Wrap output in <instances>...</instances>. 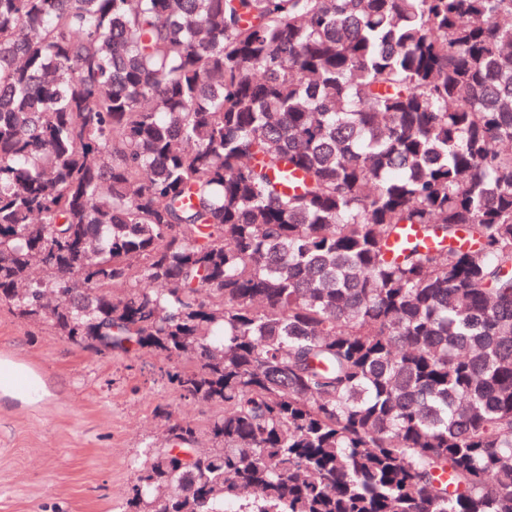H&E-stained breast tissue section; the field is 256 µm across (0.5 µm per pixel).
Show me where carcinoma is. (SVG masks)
Returning <instances> with one entry per match:
<instances>
[{"label": "carcinoma", "mask_w": 512, "mask_h": 512, "mask_svg": "<svg viewBox=\"0 0 512 512\" xmlns=\"http://www.w3.org/2000/svg\"><path fill=\"white\" fill-rule=\"evenodd\" d=\"M0 303L217 409L128 512H512V0H0Z\"/></svg>", "instance_id": "1"}]
</instances>
